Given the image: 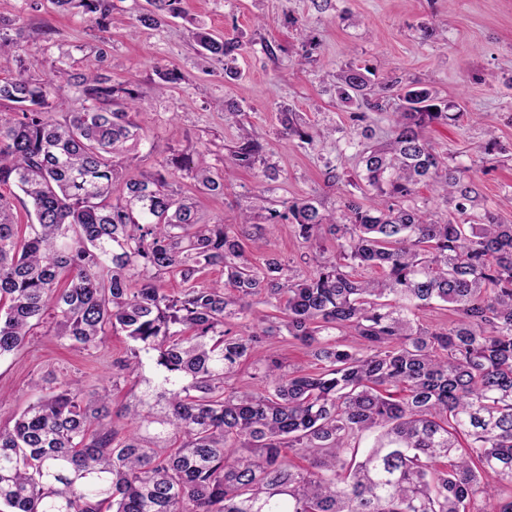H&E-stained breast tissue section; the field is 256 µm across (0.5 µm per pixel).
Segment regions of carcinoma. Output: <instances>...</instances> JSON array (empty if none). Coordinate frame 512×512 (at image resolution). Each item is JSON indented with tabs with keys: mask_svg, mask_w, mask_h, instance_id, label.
<instances>
[{
	"mask_svg": "<svg viewBox=\"0 0 512 512\" xmlns=\"http://www.w3.org/2000/svg\"><path fill=\"white\" fill-rule=\"evenodd\" d=\"M52 3L101 20L109 12L108 0ZM191 38L211 60L243 48L199 29ZM11 51L19 71L0 80V102L17 118L0 119V183L23 192L34 221L16 223L0 197V358L21 349L49 310L55 335L84 348L120 331L133 345L112 377L134 372L142 352L155 353L163 373L155 402L140 399L127 414L159 425L164 439L118 437L106 387H50L0 427V512H512V493H498L512 489V224L471 214L477 187L426 135L453 105L398 77L376 87L354 65L332 74L356 123L361 109L396 100L390 138L362 150L365 179L384 200L349 201L338 219L309 200L284 201L281 212L257 197L270 229L289 220L311 243L327 224L336 236V257L314 256L297 279L276 259L263 268L249 260L242 237L255 214L201 224L161 173L126 180L112 201V157L139 137L133 85L64 70L35 79L25 49L1 35L0 53ZM71 87L74 107L56 122L53 99ZM283 126L313 141L294 113ZM240 129L225 177L261 157ZM194 178L224 192L202 157ZM421 183L458 218L404 205ZM209 267L224 269V281L199 283ZM166 274L180 277L178 294L161 288ZM258 296L275 319L253 308ZM434 302L456 320L417 324L413 310ZM281 338L319 369L287 370L259 351ZM245 365L254 388L235 386ZM367 431L377 437L361 455ZM285 448L306 465L289 463Z\"/></svg>",
	"mask_w": 512,
	"mask_h": 512,
	"instance_id": "carcinoma-1",
	"label": "carcinoma"
}]
</instances>
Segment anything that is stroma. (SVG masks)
Here are the masks:
<instances>
[{"label":"stroma","instance_id":"obj_1","mask_svg":"<svg viewBox=\"0 0 512 512\" xmlns=\"http://www.w3.org/2000/svg\"><path fill=\"white\" fill-rule=\"evenodd\" d=\"M109 3L102 26L95 16L58 10L51 0H0V20L24 46L35 78L65 69L133 81L140 101L132 119L140 135L114 163L126 179L163 173L194 199L204 223H237L260 191L273 208L287 199H312L339 215L346 200L372 204L376 192L364 185L357 155L360 132L370 129V144L386 142L393 114L367 112L361 127L351 120L332 78L349 64L368 68L375 81L399 77L456 104L457 118L430 124L427 134L451 165L468 167L481 207L512 223V0H181V15L164 17L157 27L139 22L149 0ZM199 27L241 38L238 77L199 56L189 38ZM165 71L178 74V81H162ZM232 107L245 113L244 123L232 119ZM288 110L302 116L313 142L286 135L282 114ZM243 126L262 142V161L254 170L236 171L223 194L199 191L191 171L172 166V158L202 155L223 175ZM491 140L497 149L483 155ZM330 165L342 182L328 181ZM244 243L256 266L275 258L292 275L309 271L304 257L310 249L291 224L264 235L250 231ZM128 346L123 334L112 333L99 348L84 350L41 324L23 348L0 358V425L33 403L39 387L78 379L86 391H98ZM157 374L147 358L112 389L117 429L131 428L124 407L151 398Z\"/></svg>","mask_w":512,"mask_h":512}]
</instances>
